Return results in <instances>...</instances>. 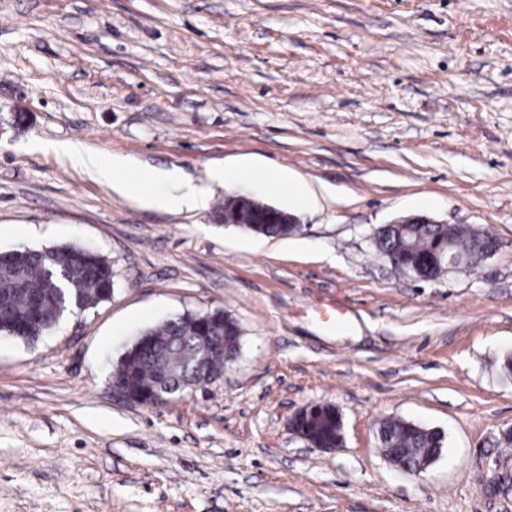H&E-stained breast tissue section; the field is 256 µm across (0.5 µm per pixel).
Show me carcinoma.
<instances>
[{
  "mask_svg": "<svg viewBox=\"0 0 512 512\" xmlns=\"http://www.w3.org/2000/svg\"><path fill=\"white\" fill-rule=\"evenodd\" d=\"M270 210L259 200L242 207L233 196L216 208L220 221L270 238L286 237L299 230L295 224L269 223ZM494 240L485 230L456 224L394 225L375 238L383 258H392L397 273L431 279L436 258L452 251L474 266L485 258L483 243ZM112 262L98 252L70 247L41 251L14 249L0 263V334L35 342L53 329L63 314L90 308L112 297ZM224 343V353L236 356L241 328L224 309L203 316L188 311L142 332L119 359L112 381L144 406L163 385L179 389L199 386L223 376L225 361L208 360L202 372H193L210 343ZM341 416L333 405L314 406L297 420L304 437L318 448H337ZM378 444L395 454L392 462L412 470L445 445L441 431L392 417L377 427Z\"/></svg>",
  "mask_w": 512,
  "mask_h": 512,
  "instance_id": "1",
  "label": "carcinoma"
}]
</instances>
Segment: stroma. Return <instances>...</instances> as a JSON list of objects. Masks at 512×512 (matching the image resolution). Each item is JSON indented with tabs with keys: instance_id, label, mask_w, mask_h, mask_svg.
<instances>
[{
	"instance_id": "35a3bbf8",
	"label": "stroma",
	"mask_w": 512,
	"mask_h": 512,
	"mask_svg": "<svg viewBox=\"0 0 512 512\" xmlns=\"http://www.w3.org/2000/svg\"><path fill=\"white\" fill-rule=\"evenodd\" d=\"M63 142L183 180L125 197ZM242 165L306 203L207 180ZM198 187L209 209L147 202ZM236 193L300 233L219 222ZM413 215L498 249L395 274L372 233ZM65 245L111 260L113 294L0 335V512H512V0H0V252ZM214 308L242 330L220 381L113 394L142 331ZM326 403L332 450L289 429ZM394 416L445 434L421 476L377 444ZM208 179L211 182L224 184L225 181L246 180L257 181L268 188H277L288 193V196L298 200H304L303 189L300 184L290 181L287 177L274 169H265L257 174L252 173L250 167H239L235 170L228 171L225 168L213 167L207 172Z\"/></svg>"
}]
</instances>
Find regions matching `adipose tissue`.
<instances>
[{
  "instance_id": "1",
  "label": "adipose tissue",
  "mask_w": 512,
  "mask_h": 512,
  "mask_svg": "<svg viewBox=\"0 0 512 512\" xmlns=\"http://www.w3.org/2000/svg\"><path fill=\"white\" fill-rule=\"evenodd\" d=\"M62 150L71 158L85 167L91 168L96 176L111 184L117 191L127 195H140L145 185L158 181L170 183L178 182L180 173L178 170H145L140 173L138 179L131 180L126 178V163L118 158H112L106 161L100 160L97 156L81 150L78 146L72 144L63 145ZM210 181L216 183H224L227 181H238L246 179H254L265 187L277 188L288 193L289 196L296 199H303L304 193L300 184L290 181L280 172L273 169H265L261 172H252L251 168L243 166L235 170L229 171L221 167L210 168L207 172Z\"/></svg>"
}]
</instances>
